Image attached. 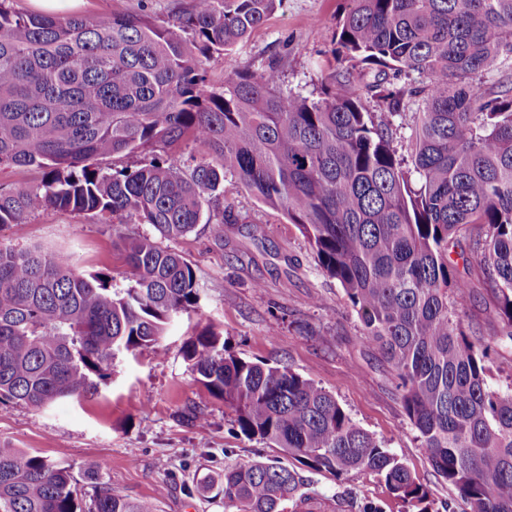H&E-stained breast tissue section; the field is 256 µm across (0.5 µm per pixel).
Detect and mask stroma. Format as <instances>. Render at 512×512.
Returning <instances> with one entry per match:
<instances>
[{"label":"stroma","mask_w":512,"mask_h":512,"mask_svg":"<svg viewBox=\"0 0 512 512\" xmlns=\"http://www.w3.org/2000/svg\"><path fill=\"white\" fill-rule=\"evenodd\" d=\"M190 4L84 0L79 11L103 18L116 7L168 24ZM345 7L346 0H282L245 42L208 61L207 90L220 89L234 73L275 62L283 93L319 92ZM224 207L236 221L225 225L223 240L200 224L171 244L196 273L197 308L176 317L156 348L119 356L93 396L62 399L45 411L18 404L0 408V448L37 451L71 466L87 501L94 495L95 482L87 475L92 467L114 492L149 501L157 512H224L223 499L202 492L203 480L281 451L237 433L231 410L195 382L183 346L211 323L223 331L228 351L289 368L335 395L357 425L410 468L429 493L431 512H444L450 501L456 512H465L420 448L390 367L377 350L360 344L356 313L336 280L321 271L306 238L231 175L224 178ZM121 232L151 236L155 230L134 218L112 226L93 213L39 209L25 223L0 227V244L64 253L81 273L111 269L114 287L122 288L125 266L115 246ZM189 406L203 412L191 424L182 418ZM303 477L323 502L347 493L398 512L382 481L308 470Z\"/></svg>","instance_id":"obj_1"}]
</instances>
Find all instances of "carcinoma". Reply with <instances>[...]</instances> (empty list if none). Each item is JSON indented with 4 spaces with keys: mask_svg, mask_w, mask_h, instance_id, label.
<instances>
[{
    "mask_svg": "<svg viewBox=\"0 0 512 512\" xmlns=\"http://www.w3.org/2000/svg\"><path fill=\"white\" fill-rule=\"evenodd\" d=\"M347 2L334 70L310 98L283 95L273 64L204 88L206 61L247 40L280 0H192L167 25L0 0V167L42 171L33 187L0 191V227L51 208L134 215L159 235L119 236L124 288L108 268L81 275L65 255L0 245V403L41 411L92 395L118 356L158 345L196 308L193 267L161 240L202 222L224 240L229 173L284 211L344 289L359 341L391 365L420 448L468 512H512V390L488 386L496 349L461 318L483 288L512 340V84L482 81L512 59V0ZM406 99L421 106L409 163L394 147ZM183 141L221 165L163 157ZM122 154L142 159L98 164ZM183 355L241 435L302 469L379 479L394 501L428 512L409 467L324 388L226 351L212 325ZM94 479L85 510L69 466L0 448V512H155ZM203 491L236 512H324L278 459L227 468ZM333 510L383 512L343 497Z\"/></svg>",
    "mask_w": 512,
    "mask_h": 512,
    "instance_id": "1",
    "label": "carcinoma"
}]
</instances>
